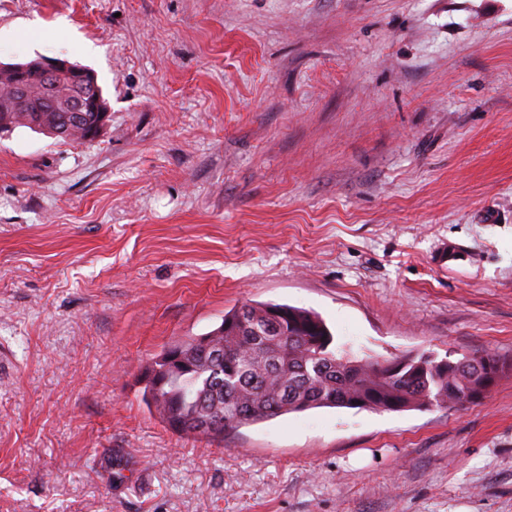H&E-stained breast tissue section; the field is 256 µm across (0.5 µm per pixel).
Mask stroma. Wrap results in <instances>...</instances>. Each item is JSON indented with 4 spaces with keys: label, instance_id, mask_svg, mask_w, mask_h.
I'll return each mask as SVG.
<instances>
[{
    "label": "stroma",
    "instance_id": "35a3bbf8",
    "mask_svg": "<svg viewBox=\"0 0 512 512\" xmlns=\"http://www.w3.org/2000/svg\"><path fill=\"white\" fill-rule=\"evenodd\" d=\"M100 137L0 139V512H512L481 402L209 440L144 398L243 303L369 360L512 358V0H0Z\"/></svg>",
    "mask_w": 512,
    "mask_h": 512
}]
</instances>
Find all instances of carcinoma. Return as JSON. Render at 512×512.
Returning a JSON list of instances; mask_svg holds the SVG:
<instances>
[{
	"instance_id": "obj_1",
	"label": "carcinoma",
	"mask_w": 512,
	"mask_h": 512,
	"mask_svg": "<svg viewBox=\"0 0 512 512\" xmlns=\"http://www.w3.org/2000/svg\"><path fill=\"white\" fill-rule=\"evenodd\" d=\"M12 89L0 81V123L33 129L53 116L36 94L34 111L10 107ZM211 348L186 341L180 366L162 354L150 370L147 400L169 428L222 438L243 426L313 408L402 412L472 402L473 376L490 375V393L512 362L496 354L452 360L422 354L393 361L359 360L333 348L334 336L316 313L274 303H247L224 314L206 334Z\"/></svg>"
}]
</instances>
